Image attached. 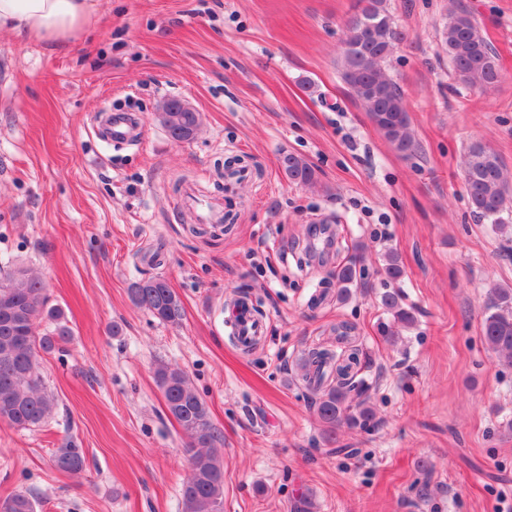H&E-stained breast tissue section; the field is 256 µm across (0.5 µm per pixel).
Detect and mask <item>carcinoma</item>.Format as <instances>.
<instances>
[{
  "label": "carcinoma",
  "mask_w": 512,
  "mask_h": 512,
  "mask_svg": "<svg viewBox=\"0 0 512 512\" xmlns=\"http://www.w3.org/2000/svg\"><path fill=\"white\" fill-rule=\"evenodd\" d=\"M386 0H356L341 49V76L354 98L368 112L379 132L398 151L415 150L403 94L385 73L383 63L403 39L385 6ZM441 45L448 55L454 80L467 89L488 90L501 78L497 56L484 36L474 13L463 4L449 10ZM161 124L176 143L191 141L201 126V114L180 109L179 100L165 101L158 113ZM286 178L297 185L317 182L315 168L304 158L288 153L281 157ZM463 185L467 202L478 219H489L497 233L512 240V224L504 214L512 209V174L502 158L480 144L470 145L464 159ZM365 256L354 254L336 273L337 296L349 299L364 285ZM384 271L392 280L403 276L398 255L389 251ZM131 301L159 321L179 326L185 316L180 297L160 277L137 281L129 288ZM380 303L394 322L408 327L413 312L401 295L386 290ZM58 307L47 305L46 287L32 272L18 268L0 279V422L18 429H32L51 418L57 408L38 370V351L49 352L68 342L72 330L62 321ZM55 322L46 336L36 335V321ZM485 344L499 361L512 367V288L491 290L482 320ZM365 368L360 350L351 346L340 352L314 348L301 359L302 380L311 404L326 432L336 428L367 430L375 411L369 385L360 377ZM154 380L162 393L168 415L189 438L190 467L180 491L181 512H224V462L218 453L220 433L213 427L206 401L179 367L158 362ZM54 469L71 475L86 466L83 449L63 446L52 456ZM39 502L31 492L20 491L0 499V512H37Z\"/></svg>",
  "instance_id": "carcinoma-1"
}]
</instances>
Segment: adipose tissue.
I'll return each mask as SVG.
<instances>
[{
    "label": "adipose tissue",
    "mask_w": 512,
    "mask_h": 512,
    "mask_svg": "<svg viewBox=\"0 0 512 512\" xmlns=\"http://www.w3.org/2000/svg\"><path fill=\"white\" fill-rule=\"evenodd\" d=\"M98 21V0H0V31L23 43L65 47Z\"/></svg>",
    "instance_id": "ef3b65f1"
}]
</instances>
